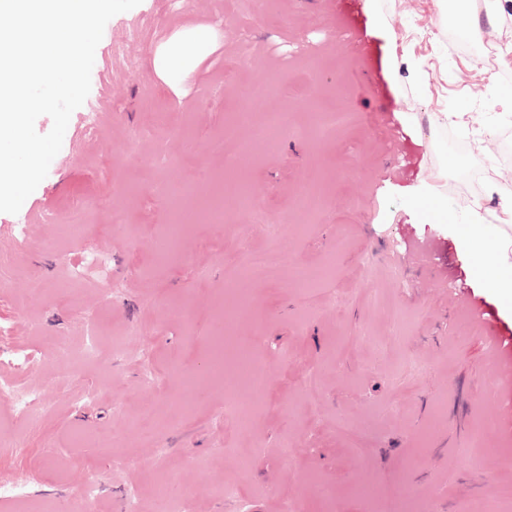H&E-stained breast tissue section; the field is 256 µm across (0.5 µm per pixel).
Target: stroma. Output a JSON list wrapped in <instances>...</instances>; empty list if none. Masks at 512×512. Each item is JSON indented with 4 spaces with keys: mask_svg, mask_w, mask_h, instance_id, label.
I'll list each match as a JSON object with an SVG mask.
<instances>
[{
    "mask_svg": "<svg viewBox=\"0 0 512 512\" xmlns=\"http://www.w3.org/2000/svg\"><path fill=\"white\" fill-rule=\"evenodd\" d=\"M476 3L481 57L450 36L448 0H248L234 16L224 0H141L108 21L63 165L32 193L28 222L0 213V381L30 385L49 407L26 429L0 399V437L14 443L0 483L31 485L26 512H76L91 474L99 512H117L132 487L141 512H158L168 484L193 489L190 512H235L228 481L254 512H379L390 487L403 512H512V375L498 364L512 292L490 285L512 279V251L463 245L470 206L499 210L492 186L512 169V126L499 121L512 98V8L494 20L496 0ZM191 31L206 47L168 77L157 58ZM300 68L318 98L288 92ZM274 72L284 86L264 104L287 111L288 126L261 139L235 88ZM336 105L358 125L311 134L313 114ZM449 110L483 130L479 150L439 126ZM234 116L255 154L230 171L237 147L219 137ZM218 176L230 229L203 218ZM238 180L281 225L277 241L240 207ZM78 197L90 206L73 223ZM116 208L126 223L113 224ZM411 236L439 241L441 262L399 253ZM267 249L280 264L253 268L249 304L235 308L240 264ZM93 252L106 267L86 268ZM446 265L493 311L488 324L449 290ZM74 277L60 296L59 280ZM33 279L44 285L35 299ZM115 287L120 297L104 300ZM221 309L233 319L219 379L208 362ZM92 325L100 360L88 364ZM59 336L73 356L60 384ZM17 349L38 351L33 370L18 371ZM189 373L205 396L188 411ZM228 390L257 405L247 432L225 413ZM116 457L127 466L113 468Z\"/></svg>",
    "mask_w": 512,
    "mask_h": 512,
    "instance_id": "35a3bbf8",
    "label": "stroma"
}]
</instances>
